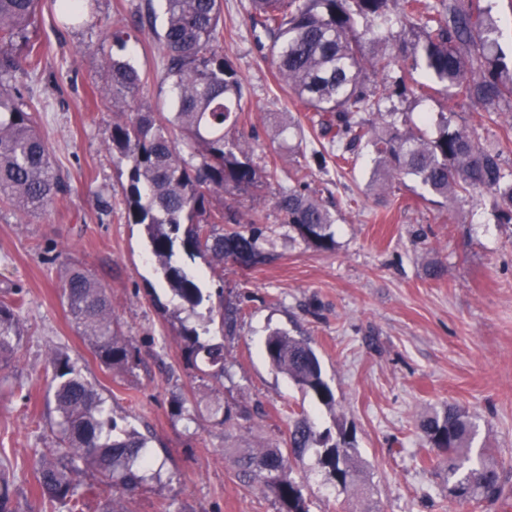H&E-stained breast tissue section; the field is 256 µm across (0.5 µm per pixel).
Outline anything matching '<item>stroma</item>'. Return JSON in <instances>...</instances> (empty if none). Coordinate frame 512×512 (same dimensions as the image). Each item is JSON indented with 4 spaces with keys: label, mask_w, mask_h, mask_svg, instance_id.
<instances>
[{
    "label": "stroma",
    "mask_w": 512,
    "mask_h": 512,
    "mask_svg": "<svg viewBox=\"0 0 512 512\" xmlns=\"http://www.w3.org/2000/svg\"><path fill=\"white\" fill-rule=\"evenodd\" d=\"M136 2L87 0L82 22L70 26L53 0H40L31 34L43 46L44 68L17 84L68 187L34 217L0 204V291L26 301L17 353L0 368V464L14 474L19 512H44L32 474L57 442L48 384L59 349L96 384L120 426L151 436L160 476L132 496L111 490L116 512H279L271 495L239 481L236 451L287 447L288 428L301 418L319 432L340 424L353 435L360 483L370 491L365 500L339 492L306 454L291 467L310 512H470L449 499L416 430L422 416L448 404L468 408L478 426L475 447L493 449L502 462L505 493L494 512H512V229L497 223L492 194L474 193L448 209L421 200V186L405 177L380 196L366 147L342 169L314 162L321 143L313 131L289 149L271 115L290 100L254 40L247 0H222L223 51L244 81L238 129L254 135L257 163L299 169L335 217V246L320 251L289 238L274 206L278 182L238 195L243 220L262 217L259 227L273 242L269 259L214 270L198 257L189 266L207 294L244 316L229 333L220 316L182 311L143 226L125 223L113 208L126 165L106 148L112 105L99 94L113 28L132 34L129 50L145 78L138 101L166 112L174 97L155 49L164 0H151L150 27L140 25ZM391 104L412 120L427 116L432 135L438 113L453 110L482 143L501 145L512 159L508 116L491 120L439 95L396 96ZM78 267L107 289L136 364L107 369L72 321L62 284ZM185 325L223 345V378L202 375L186 359ZM276 328L310 342L334 406L270 365L264 343ZM219 406L231 409V423L216 414Z\"/></svg>",
    "instance_id": "obj_1"
}]
</instances>
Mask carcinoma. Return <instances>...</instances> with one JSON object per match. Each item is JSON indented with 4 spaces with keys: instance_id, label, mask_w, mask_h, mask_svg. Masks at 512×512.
<instances>
[{
    "instance_id": "carcinoma-1",
    "label": "carcinoma",
    "mask_w": 512,
    "mask_h": 512,
    "mask_svg": "<svg viewBox=\"0 0 512 512\" xmlns=\"http://www.w3.org/2000/svg\"><path fill=\"white\" fill-rule=\"evenodd\" d=\"M39 0H0V203L27 216L46 210L62 192L50 150L37 130L34 110L12 85L18 73H35L44 57L28 37ZM256 42L265 51L278 81L308 112L312 127L327 139L313 153L318 164L334 157L347 162L364 145L374 156L379 192L410 176L435 198L452 203L464 195L490 191L500 224H512V165L498 147L482 145L474 132L439 113L433 138L405 129L408 113L385 108L393 96L423 99L435 94L460 98L494 114L512 116V63L497 46L498 26L492 0H249ZM378 20L380 30L359 29L360 21ZM115 52L104 61V96L112 100V129L106 147L126 162L127 184L119 201L121 217L144 226L151 253L183 310L196 313L205 301L197 275L174 261L175 242L189 258L209 256L216 266L230 260L245 266L264 258L256 231L237 229L239 221L224 195L253 192L278 177V168L254 160L253 136L228 139L245 111L243 81L224 57L221 0H165V24L157 42L165 76L176 93L169 112L135 103L143 83L140 71L124 57L128 34H110ZM26 45L27 69L13 55ZM379 47L367 62L365 40ZM422 71L420 83L413 72ZM280 186L275 208L294 238L320 250L335 246L332 213L306 192L298 174ZM223 224L233 225L226 231ZM63 293L73 319L88 337L93 354L106 366L126 367L132 345L112 328V305L88 271L74 269ZM0 297V363L13 356L20 335L23 302ZM232 330L240 315L224 301L211 304ZM188 359L203 355L209 375L224 374V346L200 341L194 328H183ZM272 366L325 405L334 396L323 379L319 358L309 342L285 331L265 341ZM51 386L58 416V448L35 465L33 492L41 503L83 512L85 500L104 488L128 494L159 477L151 472L148 438L119 427L96 386L57 352L50 361ZM420 433L431 448L430 464L448 475V495L458 503L489 512L504 495L503 470L489 448L473 452L476 423L467 409L450 406L424 417ZM312 451L341 490L357 485L360 463L344 431L333 437L305 421L289 429L288 455L301 459ZM286 455V456H288ZM280 448L255 453L241 450L238 479L272 494L281 512H309L301 489L286 470ZM94 480L81 483L80 474ZM14 482L0 476V512H17Z\"/></svg>"
}]
</instances>
